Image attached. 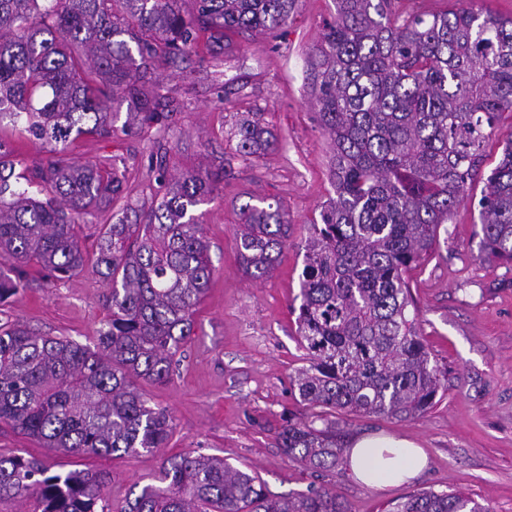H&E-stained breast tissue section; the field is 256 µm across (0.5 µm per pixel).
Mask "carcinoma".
<instances>
[{
	"instance_id": "1",
	"label": "carcinoma",
	"mask_w": 512,
	"mask_h": 512,
	"mask_svg": "<svg viewBox=\"0 0 512 512\" xmlns=\"http://www.w3.org/2000/svg\"><path fill=\"white\" fill-rule=\"evenodd\" d=\"M0 0V128L49 147L35 167L36 197L0 138V303L27 288L25 267L64 280L86 265L80 219L126 197L117 163L70 162L84 136L166 126L170 97L153 80L197 36L210 55L231 51L224 31H275L297 0ZM391 0H336L309 59L321 129L332 141L336 198L311 224L299 275V344L307 364L293 376L308 412L278 433L282 452L313 470L343 460L329 412L419 418L446 372L431 363L409 310L407 272L425 260L484 160L488 131L512 113V20L459 10L391 17ZM129 102L122 126L113 111ZM252 157L278 139L254 114L227 132ZM150 210L131 206L100 229L94 266L108 284L109 318L81 344L0 325V425L65 456L161 448L169 412L135 380L164 384L195 335L194 315L213 274L195 208L218 191L219 174L168 177ZM485 258L512 263V143L502 146L479 201ZM243 272L260 280L288 239V215L264 199L240 206ZM323 422V427L316 422ZM158 480L119 512H348L333 489L276 496L254 474L216 456L163 461ZM27 512H111L101 477L49 473L39 459L0 456V501ZM387 512H488L462 493L422 491Z\"/></svg>"
}]
</instances>
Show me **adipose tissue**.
Here are the masks:
<instances>
[{"label":"adipose tissue","mask_w":512,"mask_h":512,"mask_svg":"<svg viewBox=\"0 0 512 512\" xmlns=\"http://www.w3.org/2000/svg\"><path fill=\"white\" fill-rule=\"evenodd\" d=\"M347 458L356 478L377 489L411 481L426 464L422 449L412 441L386 435L356 439Z\"/></svg>","instance_id":"1"}]
</instances>
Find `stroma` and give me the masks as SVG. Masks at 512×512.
I'll return each instance as SVG.
<instances>
[{
    "label": "stroma",
    "mask_w": 512,
    "mask_h": 512,
    "mask_svg": "<svg viewBox=\"0 0 512 512\" xmlns=\"http://www.w3.org/2000/svg\"><path fill=\"white\" fill-rule=\"evenodd\" d=\"M464 9L512 18V0H392L396 14ZM336 0H298L287 26L275 33L229 34L233 51L213 60L206 34L180 68L155 75L176 105L171 129L86 136L67 156L78 163L124 170L129 202L150 205L158 191L152 165L167 153L172 173L225 168L213 199L196 207L210 243L213 275L195 314V334L173 367L169 383L138 380L151 403L166 408L173 430L164 448L79 459L55 454L0 426V455L40 459L51 471L91 468L105 476L103 494L122 505L130 490L156 483L162 458L194 452L222 457L254 473L273 494L338 491L349 512H387L391 503L424 490L460 492L489 508L512 512V263L481 257L478 201L501 147L512 137L503 115L486 146L487 158L434 251L408 275L418 332L433 361L447 372L435 405L420 418L341 416L336 440L393 435L416 442L428 463L408 484L383 490L361 484L348 463L312 471L283 454L276 439L288 419L306 408L291 378L305 363L295 308L298 275L310 226L335 197L332 144L321 130L307 59ZM258 112L279 143L257 157L240 158L227 137L242 113ZM283 203L288 240L265 278L239 264V207L249 197ZM32 288L0 305V324L19 323L45 336L92 340L108 315L106 284L92 266L67 281L27 269Z\"/></svg>",
    "instance_id": "35a3bbf8"
}]
</instances>
